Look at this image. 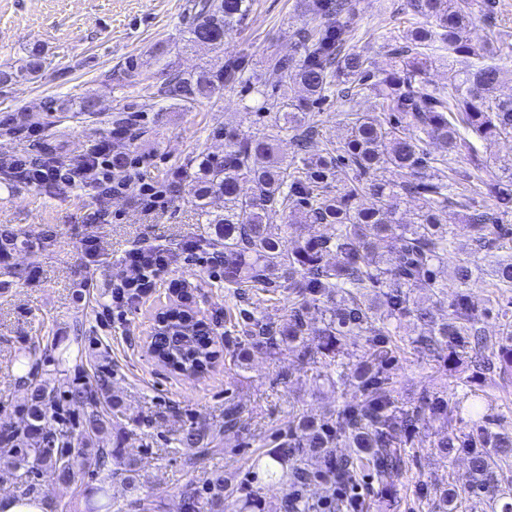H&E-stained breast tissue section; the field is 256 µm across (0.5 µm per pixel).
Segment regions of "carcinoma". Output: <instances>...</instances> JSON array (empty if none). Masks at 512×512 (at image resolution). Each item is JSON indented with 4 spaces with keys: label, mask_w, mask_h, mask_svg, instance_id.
<instances>
[{
    "label": "carcinoma",
    "mask_w": 512,
    "mask_h": 512,
    "mask_svg": "<svg viewBox=\"0 0 512 512\" xmlns=\"http://www.w3.org/2000/svg\"><path fill=\"white\" fill-rule=\"evenodd\" d=\"M409 5L431 19L430 25L410 30L405 42L393 49L390 69L369 85L366 60L344 47L334 25L336 17L350 11V0H307L306 9L318 24L297 33L302 54L268 59L285 84L301 87L305 95L276 104L272 130L230 132L223 157L201 152L183 173L192 203L207 224L198 242L214 250L224 266V285L240 295L252 288L288 293L286 318L246 319L243 342L230 355L234 366L243 367L252 348H289L303 362L330 366L340 356L345 337L355 331L368 336L366 356L354 372L360 401L326 420L293 416L271 440L261 438L270 447L266 477L288 487L286 512L310 508L292 491L319 482L334 492L353 483L366 465L374 468L386 489L394 487L404 466L400 445L425 416L446 424L436 443L440 452L469 451V492L487 497L493 510L512 512V502L503 496L497 462L512 458V435L494 434V454L485 453L481 448L489 441L486 427L478 426L477 434L464 441L454 433L460 403L435 397L419 410H403L395 403L392 380L384 374L392 354L388 336L393 324L406 316L422 325L416 343L425 350L438 353L446 348L451 357L459 348L469 349L474 362L486 370L497 364L512 367V322H505L497 338L486 336L467 294L485 276L495 278V287L512 290V226L498 216V211L512 208V170L487 183L470 173L486 186L494 207L475 208L465 215L473 248L458 253L451 268L447 262L454 241L440 218L452 179L448 157L474 151L477 142L488 146L512 138V96L498 94L501 84L512 82V69L498 63L500 46L495 39L475 45L469 37L475 12L491 21L494 0H409ZM195 8L197 22L188 31V41L222 52L224 38L243 18L247 4L199 0ZM435 58L448 59V68L455 72V82L448 88H431L421 80ZM244 67L243 58L230 55L220 71L174 76L169 93L184 100L210 95L238 81ZM45 68V59L32 54L14 72L0 69V85ZM367 85L391 119L383 123L351 106L345 110V141L309 153L317 135L310 122L311 108L332 90L350 104ZM289 131L301 153L297 160L275 156L279 134ZM430 145L438 154H431ZM342 161L350 163L354 176L334 186ZM388 169L401 171L404 179L397 184L386 181L382 173ZM244 182L251 184L247 194L241 191ZM213 196L224 199V213L209 211L208 199ZM405 197L420 200L411 221L398 217ZM277 210L298 214L311 226L331 224L334 232L293 240L286 224L283 235L274 237L267 218ZM17 238L9 230L0 233L1 277L23 278V271L6 262ZM479 250L488 257L486 268L473 258ZM329 255L334 262L326 260ZM448 277L461 291L448 304V318L439 321L433 306L416 300L414 292L426 289L432 297ZM310 306L324 312L317 331L306 318ZM154 336L153 354L187 377L207 372L219 358L205 324L190 309L166 311ZM51 349H58V343L34 344L25 354L31 369L22 384L29 394L14 418L0 424V460L7 464L0 474L13 481L17 495L37 499V477L44 472L58 475L67 485L90 470L96 472L101 475L97 493L104 503L91 512H112L108 486L119 476L128 493L127 512H157L158 506L142 496L138 460L125 448L127 425L138 420L127 414L112 391L111 374H102L93 383L77 376L45 379V367L73 362L78 368L82 360L80 342L55 358L49 355ZM242 423V409L228 404L223 423L184 424L174 441L206 454L223 445L225 434L239 432ZM338 448L353 452L338 458ZM313 458L322 466L310 467ZM224 489L220 474L190 482L182 491V512H224ZM433 493L441 512H458L461 494L456 490L439 487Z\"/></svg>",
    "instance_id": "carcinoma-1"
}]
</instances>
